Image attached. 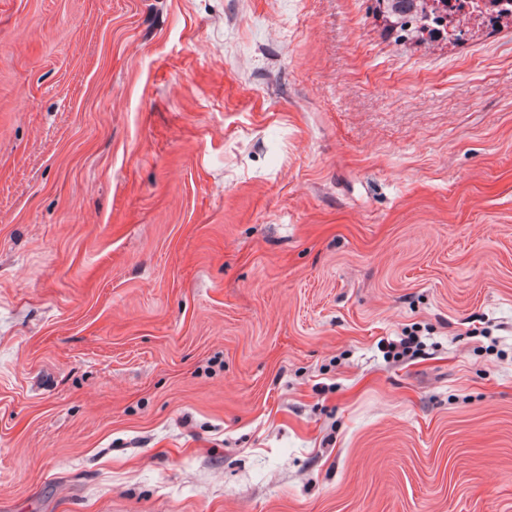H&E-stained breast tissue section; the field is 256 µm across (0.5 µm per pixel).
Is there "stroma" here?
<instances>
[{
  "label": "stroma",
  "instance_id": "stroma-1",
  "mask_svg": "<svg viewBox=\"0 0 512 512\" xmlns=\"http://www.w3.org/2000/svg\"><path fill=\"white\" fill-rule=\"evenodd\" d=\"M0 512H512V26L0 0Z\"/></svg>",
  "mask_w": 512,
  "mask_h": 512
}]
</instances>
